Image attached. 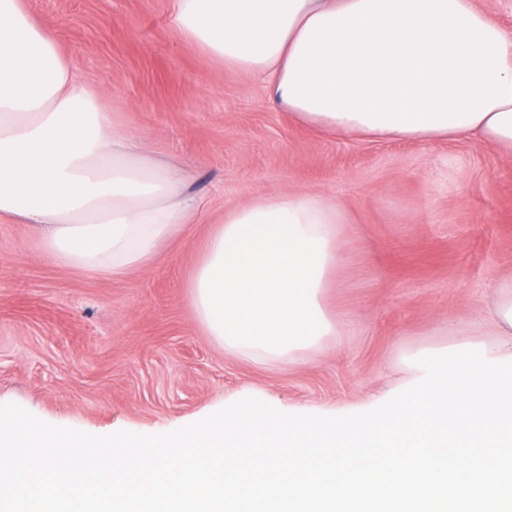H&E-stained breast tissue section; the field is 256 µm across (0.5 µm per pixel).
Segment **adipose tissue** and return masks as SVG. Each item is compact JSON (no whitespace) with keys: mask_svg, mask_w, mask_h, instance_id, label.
Listing matches in <instances>:
<instances>
[{"mask_svg":"<svg viewBox=\"0 0 512 512\" xmlns=\"http://www.w3.org/2000/svg\"><path fill=\"white\" fill-rule=\"evenodd\" d=\"M171 25L328 133L475 137L512 154V39L474 0H173ZM187 175L76 73L25 0H0V222L64 268L116 279L206 217ZM349 214L322 192L225 208L187 282L226 354L293 364L342 331L324 294Z\"/></svg>","mask_w":512,"mask_h":512,"instance_id":"1","label":"adipose tissue"}]
</instances>
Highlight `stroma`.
<instances>
[{"mask_svg": "<svg viewBox=\"0 0 512 512\" xmlns=\"http://www.w3.org/2000/svg\"><path fill=\"white\" fill-rule=\"evenodd\" d=\"M173 0H26L78 71L196 178L208 221L115 281L58 266L26 224L0 223V403L102 436L178 428L255 393L281 411L337 410L396 392L402 359L480 339L512 277V155L479 139L321 134L263 81L180 41ZM317 191L350 213L325 308L344 332L295 366L225 354L187 286L224 207Z\"/></svg>", "mask_w": 512, "mask_h": 512, "instance_id": "1", "label": "stroma"}]
</instances>
